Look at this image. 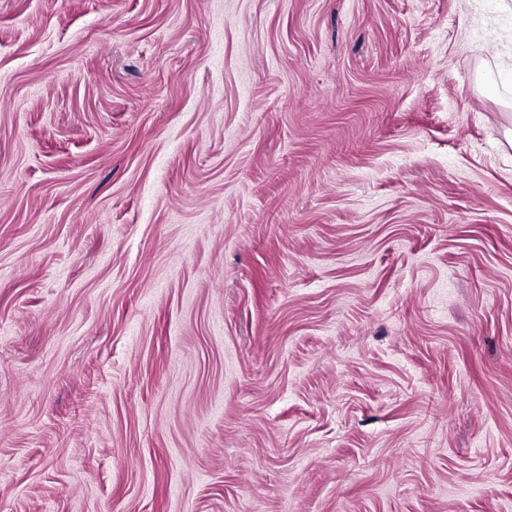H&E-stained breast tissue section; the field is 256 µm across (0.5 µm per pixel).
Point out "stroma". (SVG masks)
Here are the masks:
<instances>
[{"label":"stroma","instance_id":"stroma-1","mask_svg":"<svg viewBox=\"0 0 512 512\" xmlns=\"http://www.w3.org/2000/svg\"><path fill=\"white\" fill-rule=\"evenodd\" d=\"M512 12L0 0V512H512Z\"/></svg>","mask_w":512,"mask_h":512}]
</instances>
